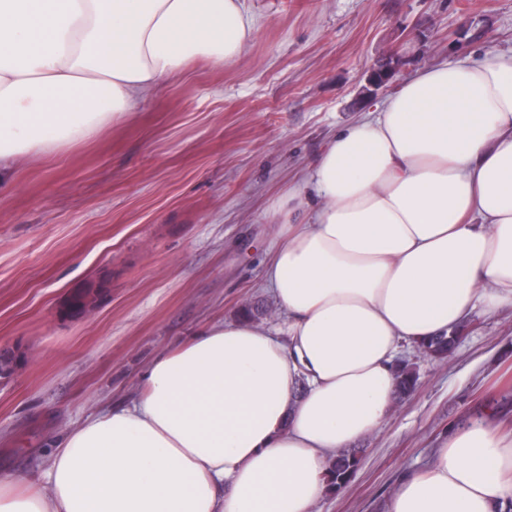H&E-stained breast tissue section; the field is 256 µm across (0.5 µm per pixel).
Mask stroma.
Wrapping results in <instances>:
<instances>
[{
	"label": "stroma",
	"instance_id": "stroma-1",
	"mask_svg": "<svg viewBox=\"0 0 512 512\" xmlns=\"http://www.w3.org/2000/svg\"><path fill=\"white\" fill-rule=\"evenodd\" d=\"M254 26L238 58L193 61L138 99L131 117L51 155L18 161L0 184V460L38 474L54 443L104 403L134 396L160 352L244 306L280 315L263 267L288 192L340 130L382 106L360 92L391 49L398 81L418 70L512 53V0H244ZM99 283L96 308L71 291ZM453 356L418 347L419 374L361 467L317 512H385L449 429L483 410L512 431V308L474 310Z\"/></svg>",
	"mask_w": 512,
	"mask_h": 512
}]
</instances>
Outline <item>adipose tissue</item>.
I'll return each instance as SVG.
<instances>
[{"label":"adipose tissue","mask_w":512,"mask_h":512,"mask_svg":"<svg viewBox=\"0 0 512 512\" xmlns=\"http://www.w3.org/2000/svg\"><path fill=\"white\" fill-rule=\"evenodd\" d=\"M253 36L242 0H0V180L131 114ZM279 325H206L100 408L0 512H314L336 454L384 423L401 344L512 307V54L418 72L288 195L264 271ZM386 512H512V435L451 430Z\"/></svg>","instance_id":"adipose-tissue-1"}]
</instances>
